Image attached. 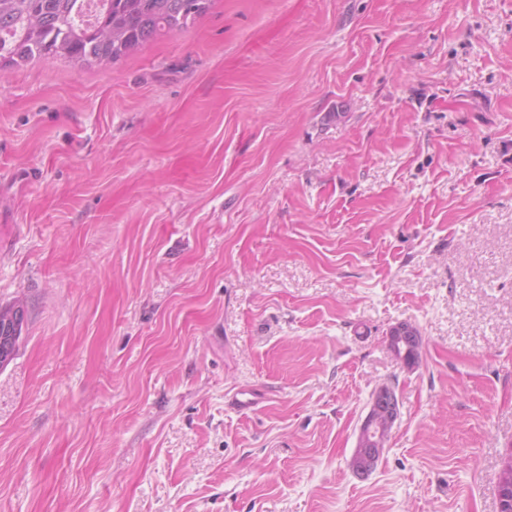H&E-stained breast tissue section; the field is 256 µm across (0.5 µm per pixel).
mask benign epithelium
<instances>
[{
	"instance_id": "obj_1",
	"label": "benign epithelium",
	"mask_w": 512,
	"mask_h": 512,
	"mask_svg": "<svg viewBox=\"0 0 512 512\" xmlns=\"http://www.w3.org/2000/svg\"><path fill=\"white\" fill-rule=\"evenodd\" d=\"M17 339L18 332L10 328L4 330L0 337V363L11 358ZM420 340L412 328L404 325L392 327L387 336L388 347L402 351L401 362L406 366ZM399 406V397L392 384L383 383L374 389L349 461L350 470L356 477L365 478L375 470L387 447L386 439L391 436L399 418ZM498 497L503 507L512 505V454L506 458L498 476Z\"/></svg>"
}]
</instances>
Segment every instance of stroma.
Instances as JSON below:
<instances>
[{
	"label": "stroma",
	"mask_w": 512,
	"mask_h": 512,
	"mask_svg": "<svg viewBox=\"0 0 512 512\" xmlns=\"http://www.w3.org/2000/svg\"><path fill=\"white\" fill-rule=\"evenodd\" d=\"M18 301L0 512H499L512 0H213L112 64L0 71ZM415 330L419 336L411 327L397 324L389 330L387 336L389 349L392 350L393 347L394 349H399L402 351L400 361L406 367H409L410 356L421 340L418 328L415 327ZM399 406V397L392 384L383 383L374 389L349 461L350 470L356 477L365 478L375 470L387 447L386 439L391 437L399 418Z\"/></svg>",
	"instance_id": "stroma-1"
}]
</instances>
